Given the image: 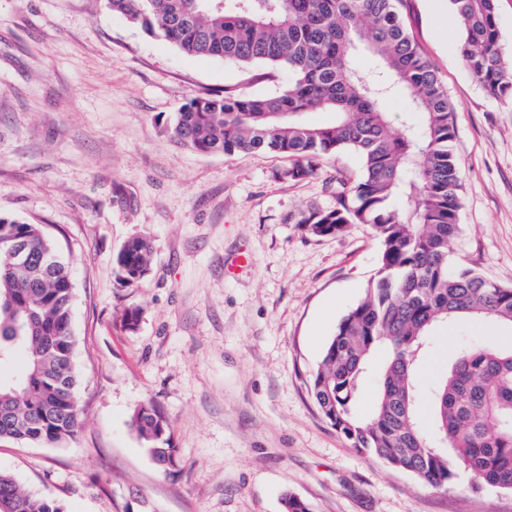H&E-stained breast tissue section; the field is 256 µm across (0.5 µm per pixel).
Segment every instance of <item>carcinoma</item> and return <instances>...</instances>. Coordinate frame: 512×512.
Here are the masks:
<instances>
[{"label": "carcinoma", "instance_id": "cac0c4a2", "mask_svg": "<svg viewBox=\"0 0 512 512\" xmlns=\"http://www.w3.org/2000/svg\"><path fill=\"white\" fill-rule=\"evenodd\" d=\"M107 8L189 56L260 65L291 79L274 95L209 93L188 100L164 130L203 154L273 152L289 158L280 181L314 175L328 155L357 151L362 173L336 178V207L301 213L314 236L368 224L381 244L377 276L340 320L309 380L323 417L353 448L442 489L455 467L477 486L512 491V348H459L443 376L422 372L440 324L487 318L512 325V288L452 265L461 230L460 172L448 92L398 12V0H105ZM465 69L492 96L512 100L496 0H449ZM365 50L371 74L354 56ZM403 91L418 122L393 127L386 109ZM313 112L335 121L317 125ZM148 239L129 240L115 265L121 284L150 271ZM68 266L41 225L0 217V362L15 354L20 375L0 380V440L62 446L81 424L80 370L71 328ZM389 356L372 414L356 405L380 346ZM427 396L428 419L420 399ZM130 427L161 465L175 462L169 423L153 402ZM0 512H64L0 471Z\"/></svg>", "mask_w": 512, "mask_h": 512}]
</instances>
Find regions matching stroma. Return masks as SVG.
I'll list each match as a JSON object with an SVG mask.
<instances>
[{
	"mask_svg": "<svg viewBox=\"0 0 512 512\" xmlns=\"http://www.w3.org/2000/svg\"><path fill=\"white\" fill-rule=\"evenodd\" d=\"M400 13L453 105L460 165L456 264L512 287V103L463 67L448 0ZM267 78L189 57L112 14L104 0H0V216L42 225L71 272L82 426L66 447L0 440V469L65 512H512V492L436 489L358 452L307 385L340 319L379 269L369 225L316 237L296 222L333 209L331 180L361 170L355 151L316 176L277 180L286 158L193 152L162 134L191 97L224 88L272 95ZM153 245L150 275L122 286L115 257ZM252 262L239 278L224 266ZM141 311L135 331L121 324ZM512 346L491 321L441 326L425 382L465 344ZM154 401L177 450L157 464L130 427Z\"/></svg>",
	"mask_w": 512,
	"mask_h": 512,
	"instance_id": "1",
	"label": "stroma"
}]
</instances>
